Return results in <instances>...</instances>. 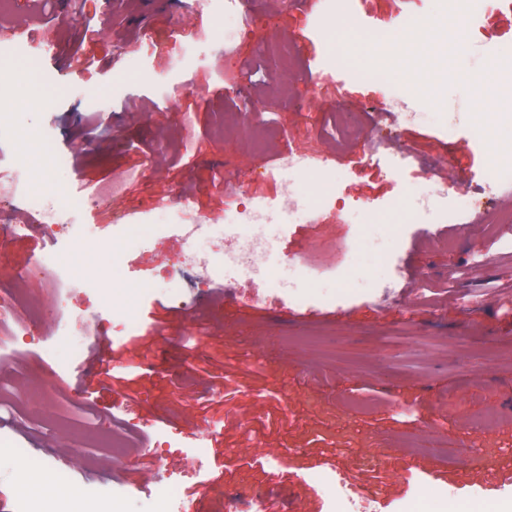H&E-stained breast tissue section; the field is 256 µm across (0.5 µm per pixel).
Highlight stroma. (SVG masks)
Segmentation results:
<instances>
[{"label":"stroma","mask_w":512,"mask_h":512,"mask_svg":"<svg viewBox=\"0 0 512 512\" xmlns=\"http://www.w3.org/2000/svg\"><path fill=\"white\" fill-rule=\"evenodd\" d=\"M446 0H359L365 55L389 81L345 79L324 63L336 43L316 33L311 0H237L181 14L150 0H11L0 40L50 35L42 68L51 89L28 95L21 68L0 72V170L20 166L48 195L91 200L114 174L133 178L111 202L89 205L79 249L28 233L0 255V295L34 258L66 254L75 273L116 288L139 328L112 331V303L72 299L89 326L79 362L60 369L40 342L14 340L26 374L0 380L40 387L25 421L0 424V512H15L19 464L29 449L70 482L131 489L111 512H149L157 441L174 440L165 466L183 512H244L242 491L270 512H328L320 473L374 495L379 512H512V223L478 216L490 158L512 116L489 117L484 83L493 45H512V7L491 0L461 37L434 32ZM424 20L447 49L441 64L400 71L390 45L400 19ZM299 48L296 70L274 53ZM194 44L192 56L180 48ZM250 72L245 93L224 78V49ZM362 114L341 135V104ZM482 139L485 148L472 152ZM308 156L297 195H286L280 155ZM271 177L242 179L246 170ZM447 186L449 199L434 197ZM271 215L260 274L226 269L205 284L209 239L241 203ZM188 207L207 225L193 244L177 227ZM490 252L488 265L474 263ZM464 270L456 288L449 272ZM432 288H416L420 276ZM483 370L474 380V370ZM92 407L102 434L124 431L125 460L106 448L79 456L71 416L51 392ZM496 409L489 425L482 418ZM205 463L195 467L194 441Z\"/></svg>","instance_id":"obj_1"}]
</instances>
